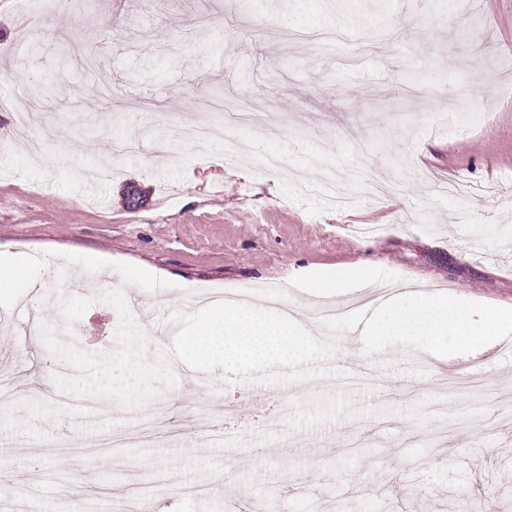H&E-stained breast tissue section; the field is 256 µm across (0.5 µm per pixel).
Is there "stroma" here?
I'll list each match as a JSON object with an SVG mask.
<instances>
[{
	"mask_svg": "<svg viewBox=\"0 0 512 512\" xmlns=\"http://www.w3.org/2000/svg\"><path fill=\"white\" fill-rule=\"evenodd\" d=\"M67 0L37 13L0 0V96L49 90L43 110L0 109V247L27 254L0 294V499L59 496L81 512L124 495L149 512H512V348L445 371L421 339L336 338V378L226 382L173 362L179 383L130 409L57 404L72 367L40 324L60 298L94 305L69 341L116 350L122 290L170 350L201 288L275 285L326 308L306 280L347 269L395 289L512 305V0ZM297 34L282 41L281 29ZM41 47L11 55L24 37ZM438 86L431 99L412 79ZM271 112L265 128L235 115ZM213 125L206 142L168 126ZM237 138L235 153L225 137ZM277 154L283 165L268 174ZM238 409L224 444L200 430ZM178 435L112 448L149 414Z\"/></svg>",
	"mask_w": 512,
	"mask_h": 512,
	"instance_id": "stroma-1",
	"label": "stroma"
}]
</instances>
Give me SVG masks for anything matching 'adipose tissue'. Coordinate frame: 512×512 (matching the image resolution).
Returning <instances> with one entry per match:
<instances>
[{"instance_id": "adipose-tissue-1", "label": "adipose tissue", "mask_w": 512, "mask_h": 512, "mask_svg": "<svg viewBox=\"0 0 512 512\" xmlns=\"http://www.w3.org/2000/svg\"><path fill=\"white\" fill-rule=\"evenodd\" d=\"M511 332L512 306L479 309L456 296L429 291L407 292L379 303L365 327L375 345L399 336L420 337L429 359L442 365L487 355Z\"/></svg>"}]
</instances>
